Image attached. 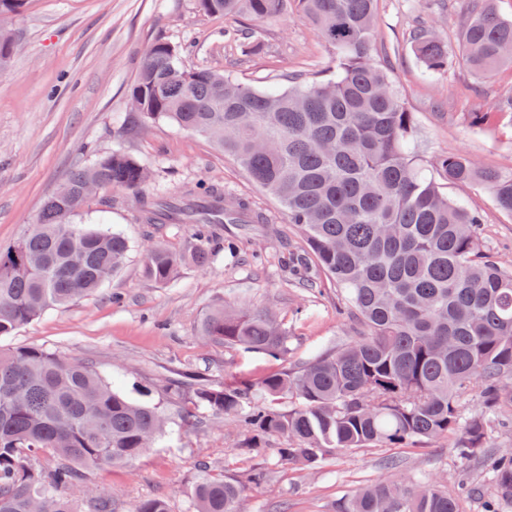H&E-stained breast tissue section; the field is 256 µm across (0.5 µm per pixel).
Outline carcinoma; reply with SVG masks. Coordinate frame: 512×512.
<instances>
[{"label":"carcinoma","instance_id":"obj_1","mask_svg":"<svg viewBox=\"0 0 512 512\" xmlns=\"http://www.w3.org/2000/svg\"><path fill=\"white\" fill-rule=\"evenodd\" d=\"M200 10L243 16L240 30L284 13L310 22L332 51L323 80L288 77V87L261 91L230 74L187 69L177 48L155 42L130 88L136 112L199 134L232 157L283 208L301 236L303 260L341 290L355 319L352 339L294 367L222 386L196 387L193 408L244 416L246 447L280 440L279 461L316 470L326 456L366 447L397 448L454 436L462 459L483 455L494 478L493 501L512 499V452L485 453L490 416L512 405V268L484 249L482 219L442 186L479 181L501 212L512 215V175L481 168L466 153L443 155L427 172L416 149L414 113L387 68L374 61L378 0H196ZM25 0H0V62L11 57L9 23ZM412 50L429 77L450 64L448 46L418 29ZM459 59L488 75L512 64V19L493 0H470ZM512 124V96L493 112H475L473 127ZM148 172L114 151L70 172L48 196L36 222L0 248V336L46 310L65 307L112 278L131 242L109 227L76 224L90 182L137 190ZM147 224H192L186 253L146 248L144 275L173 280L192 263L209 265L212 224L253 220L243 200L229 203L211 185L192 198H138ZM199 333L229 349L271 358L288 355V331L268 311L208 310ZM481 387L483 411L465 416L461 400ZM292 399L295 407L279 405ZM160 407L135 400L91 365L35 347L0 350V512H78L84 468L130 464L163 435ZM53 455L45 473L33 466ZM191 491L190 512H242L244 485L209 473ZM340 512H462L438 481L366 486Z\"/></svg>","mask_w":512,"mask_h":512}]
</instances>
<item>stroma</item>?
Listing matches in <instances>:
<instances>
[{
  "label": "stroma",
  "instance_id": "stroma-1",
  "mask_svg": "<svg viewBox=\"0 0 512 512\" xmlns=\"http://www.w3.org/2000/svg\"><path fill=\"white\" fill-rule=\"evenodd\" d=\"M467 11L468 0H378L374 57L385 60L417 117L425 161L464 152L483 168L511 173L512 126L474 130L469 115L512 96V67L479 76L455 62L432 80L411 50L414 29L428 23L449 53H456ZM237 25L199 12L196 0H26L12 22L18 49L0 69V245L8 246L35 221L67 174L99 156L121 150L151 173L140 195L102 191L75 218L97 223L101 206H108L109 224L131 240L124 268L96 293L0 336L2 350L38 347L89 363L103 377L118 378L131 397L164 411L166 434L141 459L87 470L90 492L79 512H94L101 494L114 512H129L151 498L164 499L170 512H186L202 460L211 474L245 483V512H337L363 486L401 479L414 487L436 477L449 495L460 497L463 512H485L492 475L481 459H459L450 436L418 448L339 452L321 469L305 472L277 462L275 439L261 453L243 450L239 419L202 409L192 425H184L182 414L196 384L253 379L334 348L351 333L332 282L322 280L319 291L307 293L289 281L283 260L300 251L302 242L282 208L205 138L165 122H144L131 109L130 87L158 39L179 46L186 67L225 69L259 89L284 85L291 74L312 81L328 73L332 53L306 21L283 15L264 24L255 44L225 43V30ZM201 183L246 199L268 224L234 251L227 241L238 229L225 225L208 267L187 264L171 282L156 284L142 272L145 247L160 243L186 250L193 227L142 223L137 198ZM444 191L482 213L486 250L512 266V216L496 208L480 183L451 184ZM240 303L277 313L290 331L286 361L212 345L199 335L209 308ZM188 374L193 382L171 388V381ZM259 468L267 470L266 482L248 484V474Z\"/></svg>",
  "mask_w": 512,
  "mask_h": 512
}]
</instances>
